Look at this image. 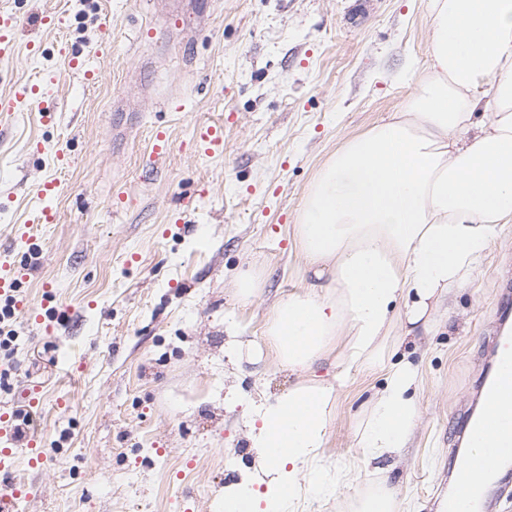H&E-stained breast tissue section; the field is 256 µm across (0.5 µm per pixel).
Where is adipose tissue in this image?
Masks as SVG:
<instances>
[{
	"instance_id": "1",
	"label": "adipose tissue",
	"mask_w": 512,
	"mask_h": 512,
	"mask_svg": "<svg viewBox=\"0 0 512 512\" xmlns=\"http://www.w3.org/2000/svg\"><path fill=\"white\" fill-rule=\"evenodd\" d=\"M428 72L405 111L348 140L319 170L294 235L313 280L280 300L269 350L305 379L256 412L249 435L267 476L224 491L223 512H287L325 494L316 469L339 389L383 372L358 442L400 453L415 426L411 361L385 363L396 324L429 326L439 306L512 228V0H430ZM488 112L482 123L476 112ZM341 340L335 382L313 376Z\"/></svg>"
}]
</instances>
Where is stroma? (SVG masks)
<instances>
[{"mask_svg":"<svg viewBox=\"0 0 512 512\" xmlns=\"http://www.w3.org/2000/svg\"><path fill=\"white\" fill-rule=\"evenodd\" d=\"M17 19L0 95V266L24 307L0 322V411L40 402L18 453L13 512H221L259 466L254 410L299 375L275 361V303L312 277L293 236L322 165L404 110L431 61L429 0H0ZM60 26L43 24L46 14ZM110 50L99 54L102 40ZM82 60L83 70L70 68ZM223 125L206 156L203 125ZM171 152L151 155L156 130ZM62 191L40 198L43 181ZM54 219L40 222L43 209ZM261 293L241 303L243 274ZM70 311L30 316L44 294ZM512 302V236L491 244L438 327L397 341L421 382L407 448L364 459L356 432L382 374L340 392L320 464L333 495L295 512H353L388 478L409 512H442L448 458L491 376ZM196 145L206 155L219 151L224 145V127L216 125L199 127L196 133Z\"/></svg>","mask_w":512,"mask_h":512,"instance_id":"obj_1","label":"stroma"}]
</instances>
